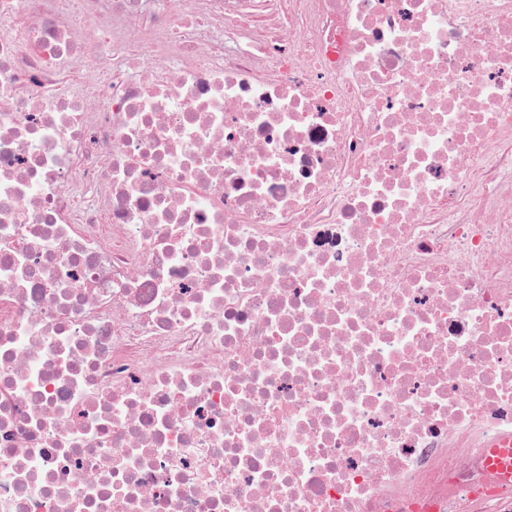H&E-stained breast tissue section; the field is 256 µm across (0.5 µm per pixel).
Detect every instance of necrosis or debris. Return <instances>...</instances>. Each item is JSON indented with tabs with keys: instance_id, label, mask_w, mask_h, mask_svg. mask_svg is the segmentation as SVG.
Returning a JSON list of instances; mask_svg holds the SVG:
<instances>
[{
	"instance_id": "necrosis-or-debris-1",
	"label": "necrosis or debris",
	"mask_w": 512,
	"mask_h": 512,
	"mask_svg": "<svg viewBox=\"0 0 512 512\" xmlns=\"http://www.w3.org/2000/svg\"><path fill=\"white\" fill-rule=\"evenodd\" d=\"M512 0H0V512H512ZM489 467L499 474L500 479L509 484L512 481V441L489 448Z\"/></svg>"
}]
</instances>
